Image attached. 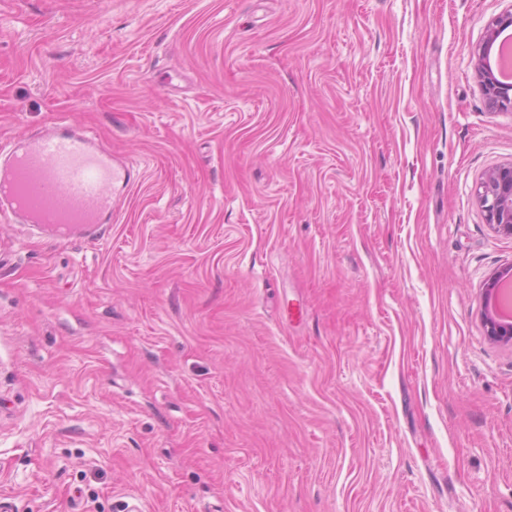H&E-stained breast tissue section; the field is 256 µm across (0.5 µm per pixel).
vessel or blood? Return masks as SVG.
I'll return each instance as SVG.
<instances>
[{
    "label": "vessel or blood",
    "mask_w": 512,
    "mask_h": 512,
    "mask_svg": "<svg viewBox=\"0 0 512 512\" xmlns=\"http://www.w3.org/2000/svg\"><path fill=\"white\" fill-rule=\"evenodd\" d=\"M131 170L85 131L55 125L0 148V214L60 235L101 234L114 212L111 189Z\"/></svg>",
    "instance_id": "obj_1"
}]
</instances>
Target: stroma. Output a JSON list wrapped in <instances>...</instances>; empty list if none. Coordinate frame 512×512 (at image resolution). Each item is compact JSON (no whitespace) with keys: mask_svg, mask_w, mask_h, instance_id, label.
<instances>
[{"mask_svg":"<svg viewBox=\"0 0 512 512\" xmlns=\"http://www.w3.org/2000/svg\"><path fill=\"white\" fill-rule=\"evenodd\" d=\"M512 0H0V144L138 171L108 233L0 218L12 512H512V265L476 188ZM511 27L512 10L493 19L488 25L487 37L479 49L475 61L476 74L489 102L494 106H499L504 109H512V83L504 82L511 79L504 78L498 63L500 76L504 80L502 81L488 59L490 51L500 33Z\"/></svg>","mask_w":512,"mask_h":512,"instance_id":"obj_1","label":"stroma"}]
</instances>
